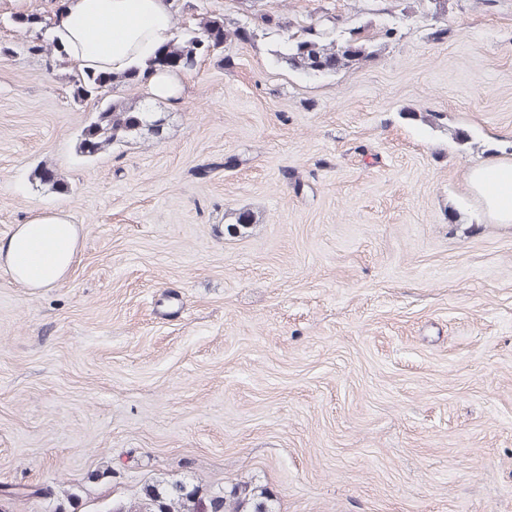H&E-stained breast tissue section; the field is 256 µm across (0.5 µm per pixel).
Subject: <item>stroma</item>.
I'll return each mask as SVG.
<instances>
[{
  "label": "stroma",
  "mask_w": 512,
  "mask_h": 512,
  "mask_svg": "<svg viewBox=\"0 0 512 512\" xmlns=\"http://www.w3.org/2000/svg\"><path fill=\"white\" fill-rule=\"evenodd\" d=\"M191 3L253 40L177 100L117 87L163 131L85 157L96 101L9 22L57 0H0V239L41 209L82 228L61 284L0 269L12 512L161 478L256 483L278 512H512V227L466 183L512 158V0ZM269 10L376 50L291 70Z\"/></svg>",
  "instance_id": "obj_1"
}]
</instances>
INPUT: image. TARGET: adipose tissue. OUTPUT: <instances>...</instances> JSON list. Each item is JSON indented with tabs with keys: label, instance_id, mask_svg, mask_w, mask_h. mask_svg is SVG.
<instances>
[{
	"label": "adipose tissue",
	"instance_id": "1",
	"mask_svg": "<svg viewBox=\"0 0 512 512\" xmlns=\"http://www.w3.org/2000/svg\"><path fill=\"white\" fill-rule=\"evenodd\" d=\"M52 41L76 70L123 74L145 72L153 94L176 96L173 74L146 71L159 47L176 35L169 0H68L48 27ZM489 219L512 225V159H491L466 175ZM80 228L62 211L40 210L0 240V268L26 288L61 283L77 253Z\"/></svg>",
	"mask_w": 512,
	"mask_h": 512
}]
</instances>
